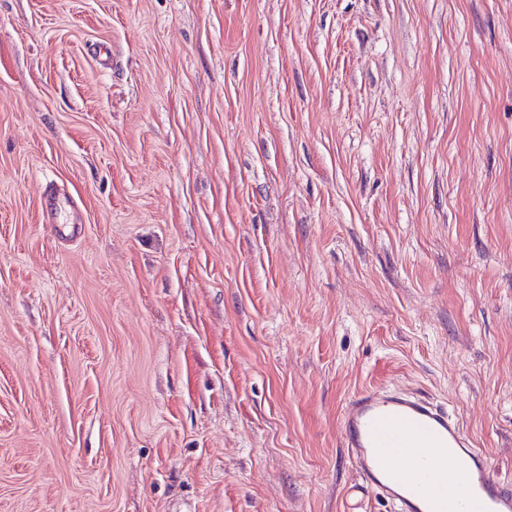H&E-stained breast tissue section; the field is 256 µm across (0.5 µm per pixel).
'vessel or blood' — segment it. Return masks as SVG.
I'll return each mask as SVG.
<instances>
[{
  "instance_id": "1",
  "label": "vessel or blood",
  "mask_w": 512,
  "mask_h": 512,
  "mask_svg": "<svg viewBox=\"0 0 512 512\" xmlns=\"http://www.w3.org/2000/svg\"><path fill=\"white\" fill-rule=\"evenodd\" d=\"M341 423L364 491L398 512H512V487L492 475L459 422L431 401L373 389L346 402Z\"/></svg>"
}]
</instances>
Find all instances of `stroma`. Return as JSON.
Segmentation results:
<instances>
[{"instance_id": "35a3bbf8", "label": "stroma", "mask_w": 512, "mask_h": 512, "mask_svg": "<svg viewBox=\"0 0 512 512\" xmlns=\"http://www.w3.org/2000/svg\"><path fill=\"white\" fill-rule=\"evenodd\" d=\"M378 387L512 483V0H0V512H392Z\"/></svg>"}]
</instances>
